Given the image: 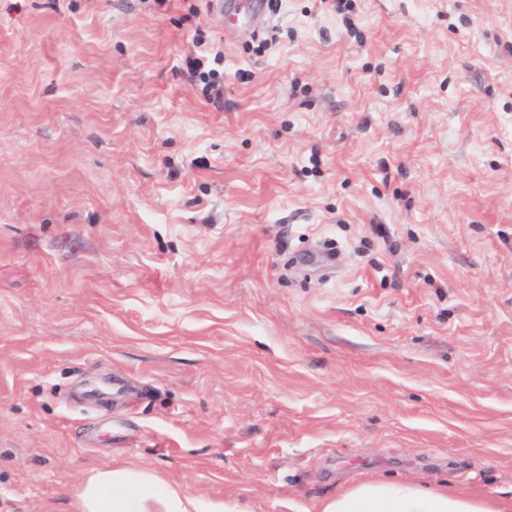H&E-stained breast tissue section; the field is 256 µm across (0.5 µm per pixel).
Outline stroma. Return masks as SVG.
Segmentation results:
<instances>
[{
	"label": "stroma",
	"instance_id": "obj_1",
	"mask_svg": "<svg viewBox=\"0 0 512 512\" xmlns=\"http://www.w3.org/2000/svg\"><path fill=\"white\" fill-rule=\"evenodd\" d=\"M224 3L0 0V512L119 462L246 512L511 499L512 0H282L261 54ZM222 60L217 53L212 60L204 53H196L186 55L181 62V70L189 84L202 86L206 98L215 103L224 97V70L220 72L216 67ZM509 502L414 480L352 477L320 500L317 512H510Z\"/></svg>",
	"mask_w": 512,
	"mask_h": 512
}]
</instances>
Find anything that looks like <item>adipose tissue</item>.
Wrapping results in <instances>:
<instances>
[{
  "label": "adipose tissue",
  "mask_w": 512,
  "mask_h": 512,
  "mask_svg": "<svg viewBox=\"0 0 512 512\" xmlns=\"http://www.w3.org/2000/svg\"><path fill=\"white\" fill-rule=\"evenodd\" d=\"M77 503L78 512H242L228 501H202L153 470L124 464L91 469L78 488ZM317 512H512V501L357 475L320 500Z\"/></svg>",
  "instance_id": "ef3b65f1"
}]
</instances>
